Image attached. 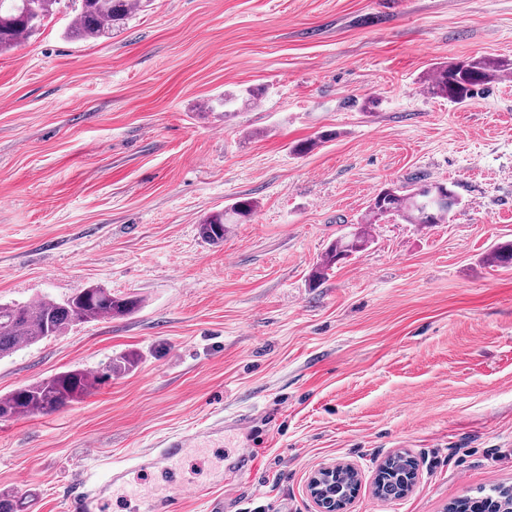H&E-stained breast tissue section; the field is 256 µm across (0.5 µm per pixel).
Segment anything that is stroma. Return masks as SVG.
Listing matches in <instances>:
<instances>
[{
    "instance_id": "1",
    "label": "stroma",
    "mask_w": 512,
    "mask_h": 512,
    "mask_svg": "<svg viewBox=\"0 0 512 512\" xmlns=\"http://www.w3.org/2000/svg\"><path fill=\"white\" fill-rule=\"evenodd\" d=\"M71 0L0 55V303L98 284L124 318L69 327L0 358V396L68 368L137 365L70 407L0 420V493L63 512L75 478L218 414L249 415L145 488L233 479L184 512H317L308 484L355 467L348 512H446L512 486V77L465 103L433 69L512 60V0H151L123 30L64 36ZM261 89L224 112L223 94ZM315 141L301 153V143ZM447 184L461 203L422 228L380 219L368 250L310 272L380 189ZM254 220L206 243L233 202ZM405 452L417 482L374 496ZM257 206L254 201L240 199L230 208L211 212L199 224V234L202 239L219 243L224 240L227 224H244L251 222L256 214Z\"/></svg>"
}]
</instances>
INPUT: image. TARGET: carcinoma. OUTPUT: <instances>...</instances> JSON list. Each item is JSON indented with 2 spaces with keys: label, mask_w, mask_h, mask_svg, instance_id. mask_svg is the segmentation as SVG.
I'll list each match as a JSON object with an SVG mask.
<instances>
[{
  "label": "carcinoma",
  "mask_w": 512,
  "mask_h": 512,
  "mask_svg": "<svg viewBox=\"0 0 512 512\" xmlns=\"http://www.w3.org/2000/svg\"><path fill=\"white\" fill-rule=\"evenodd\" d=\"M75 16L65 31L72 42L98 39L128 24L133 15L150 0H72ZM58 0H0V54L21 45L37 33ZM512 73V62L503 63L486 58L454 62L439 66L424 82L426 91L455 102L468 99L474 87ZM447 185L437 183L403 190L399 187L381 189L373 198L364 223L347 238L331 243L312 273L320 282L336 263L348 256L365 251L372 242L368 225L385 215H396L408 224L429 226L439 224L448 214V207H438L426 213L419 207L423 199L444 191ZM257 206L254 201L240 199L230 208L211 212L199 225L202 239L214 244L224 240L229 224H244L253 220ZM141 307L135 295L116 296L98 285L81 288L63 301L40 299L27 303L0 304V357L7 356L23 345L58 336L65 329L101 318H121ZM137 363L135 354L119 353L109 359L102 372L88 373L82 369L60 371L48 378L24 384L0 398V420L53 413L81 400L92 389L114 375L132 370ZM416 477V463L406 454L388 457L378 468L375 493L383 500L401 499L410 490ZM359 481V473L348 469L336 472L333 483H323L319 497H335L350 501ZM512 512V488L492 487L482 503L465 496L452 502L448 512ZM29 496L0 495V512H28Z\"/></svg>",
  "instance_id": "obj_1"
}]
</instances>
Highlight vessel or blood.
<instances>
[{"label":"vessel or blood","instance_id":"vessel-or-blood-1","mask_svg":"<svg viewBox=\"0 0 512 512\" xmlns=\"http://www.w3.org/2000/svg\"><path fill=\"white\" fill-rule=\"evenodd\" d=\"M244 425L245 418L241 415L213 419L207 424L165 437L155 447L134 455L133 464L141 468L169 469L176 460L201 448L206 441L223 437L227 432H242ZM128 474V467L115 464L95 485H77L66 499L65 512H103L112 494L127 487ZM183 500L184 494L180 491L157 492L142 495L140 504L142 512H178Z\"/></svg>","mask_w":512,"mask_h":512}]
</instances>
